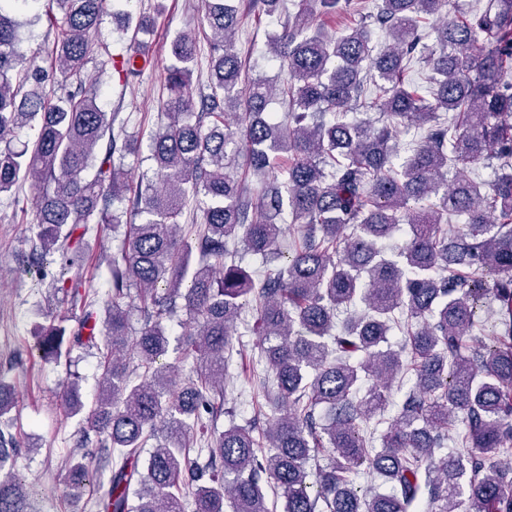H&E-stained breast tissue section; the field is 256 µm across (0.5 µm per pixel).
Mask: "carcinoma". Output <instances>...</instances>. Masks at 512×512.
<instances>
[{
  "label": "carcinoma",
  "mask_w": 512,
  "mask_h": 512,
  "mask_svg": "<svg viewBox=\"0 0 512 512\" xmlns=\"http://www.w3.org/2000/svg\"><path fill=\"white\" fill-rule=\"evenodd\" d=\"M232 2L202 0L213 54L198 112L196 41L172 38L167 121L144 143L84 80L106 0H48L52 39L29 57L16 19L29 0H0V198L23 182L36 189L27 259L59 254L74 278L53 287L74 288L85 309L70 332L54 316L37 326L35 350L56 363L83 335L103 336L95 400L86 405L76 380L62 393L69 415L85 416L101 437L109 488L97 507L184 512L190 499L193 512H224L226 501L232 512H410L424 500L429 512H512V469L499 463L512 452V0H487L429 29L425 20L448 13L449 0H382L338 35L322 19L350 0H296L267 45L288 72L280 83L243 71ZM373 27L387 33L380 49ZM129 29L133 44L110 58L125 80L142 74L152 25L128 15ZM414 62L429 69L426 83L407 79ZM277 97L281 116L268 111ZM351 103L380 113L381 125L348 119ZM410 124L419 138L397 162L395 143ZM22 132L28 141L17 149ZM144 146L150 165L134 181L125 159ZM240 158L247 176L238 180L224 169ZM494 159L490 184L462 175L447 184L450 171ZM274 172L281 181L268 187ZM436 195L438 206L423 205ZM456 216L465 223L453 224ZM401 221L409 239L390 260L381 243ZM288 222L298 237L284 267L261 275L236 262L240 243L273 254ZM99 224L124 229L103 293L82 288L85 237ZM487 294L499 303L497 330L474 345ZM249 300L263 368L242 375L268 411L220 431L206 422L223 412L225 362L241 354L236 324ZM134 310L143 324L131 366ZM180 311L193 331L174 332ZM394 325L406 328L396 350ZM170 353L200 362L178 391L175 366L162 362ZM409 372L413 388L377 447L369 423ZM14 405L0 375L1 423ZM452 416L465 432L445 452ZM320 448L335 457L313 474ZM19 458L1 430L0 512H27ZM363 467L390 491L360 493L354 475ZM92 481L73 459L69 494Z\"/></svg>",
  "instance_id": "cac0c4a2"
}]
</instances>
